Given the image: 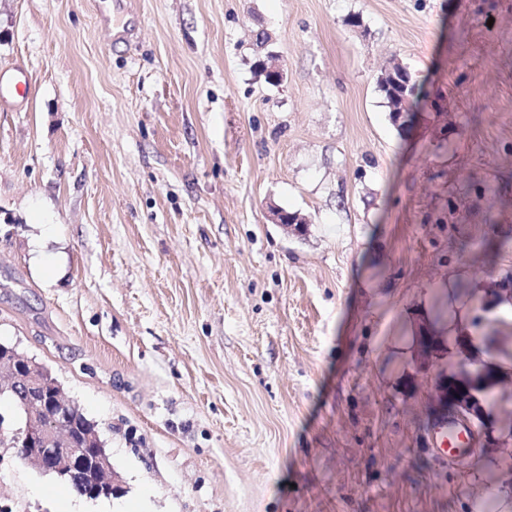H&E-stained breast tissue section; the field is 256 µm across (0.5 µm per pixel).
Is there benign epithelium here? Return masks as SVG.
Returning <instances> with one entry per match:
<instances>
[{
    "mask_svg": "<svg viewBox=\"0 0 512 512\" xmlns=\"http://www.w3.org/2000/svg\"><path fill=\"white\" fill-rule=\"evenodd\" d=\"M273 220L294 235H302L308 221L300 216L288 219L282 210L273 211ZM512 298V283L499 279L498 294L486 297L481 303L485 313L496 309L505 299ZM432 329L426 323L418 327L415 349V373L408 376L404 390L418 392L421 380L429 377L441 351L432 340ZM8 377L7 387L0 386V395L14 394V387H23L29 399L18 406L19 426L0 436V451L11 453L18 461L31 464L44 473L60 478L82 473L87 477L83 495L88 499H110L122 489V480L112 467L105 442L95 430H83L73 437L68 433L67 420L76 405L66 399L61 384L51 370L18 352L13 345L0 344V375ZM500 383L502 377L492 374L481 365L470 375L441 374L434 377L430 391L432 424L462 421L476 425L472 441L475 456H486L501 446L494 427L488 425L485 407L474 387L480 383Z\"/></svg>",
    "mask_w": 512,
    "mask_h": 512,
    "instance_id": "7a95c632",
    "label": "benign epithelium"
}]
</instances>
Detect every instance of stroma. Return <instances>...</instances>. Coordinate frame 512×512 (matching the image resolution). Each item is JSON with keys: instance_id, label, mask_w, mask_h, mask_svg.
<instances>
[{"instance_id": "stroma-1", "label": "stroma", "mask_w": 512, "mask_h": 512, "mask_svg": "<svg viewBox=\"0 0 512 512\" xmlns=\"http://www.w3.org/2000/svg\"><path fill=\"white\" fill-rule=\"evenodd\" d=\"M394 63L447 117L392 123ZM0 76L29 84L0 105V341L123 480L88 500L6 454L0 512L512 504V384L461 467L402 391L418 320L512 334L479 310L512 270V0H0Z\"/></svg>"}]
</instances>
